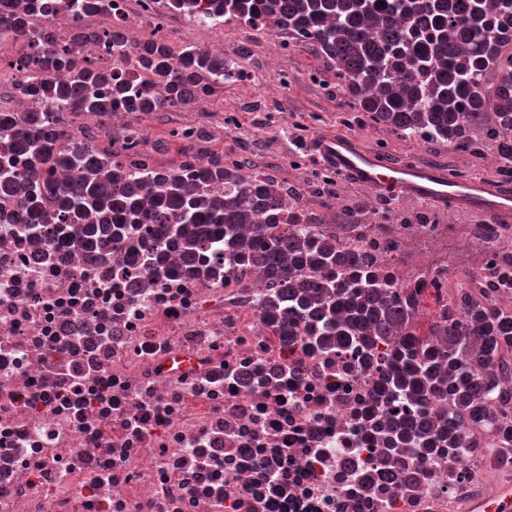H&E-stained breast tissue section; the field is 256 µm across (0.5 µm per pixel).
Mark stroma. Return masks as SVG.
Listing matches in <instances>:
<instances>
[{
  "label": "stroma",
  "instance_id": "35a3bbf8",
  "mask_svg": "<svg viewBox=\"0 0 512 512\" xmlns=\"http://www.w3.org/2000/svg\"><path fill=\"white\" fill-rule=\"evenodd\" d=\"M224 55L241 62L252 76L225 81L206 106L189 109L188 118L200 124L196 152L229 151L239 159L263 164L279 182L300 191L311 210L325 220H333L340 207L337 193L355 199L367 194L366 189L345 179L335 188L318 185L290 165V156L304 154L306 143L326 132L353 137L367 147L375 140H384L387 155L395 160H419L459 175L512 182L511 171L494 166L492 150L461 153L432 140H405L372 125L363 113L347 106L334 70L316 46L298 45L284 58L275 37L257 35L250 28L233 24L224 34ZM282 68L289 75L284 86L278 80ZM227 111L237 112V128L215 136L209 123ZM176 118L171 111L137 116L141 128L159 147L161 162L167 168L178 167L183 159L182 148L167 139Z\"/></svg>",
  "mask_w": 512,
  "mask_h": 512
}]
</instances>
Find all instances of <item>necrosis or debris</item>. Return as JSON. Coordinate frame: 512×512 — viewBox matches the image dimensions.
I'll list each match as a JSON object with an SVG mask.
<instances>
[{
  "mask_svg": "<svg viewBox=\"0 0 512 512\" xmlns=\"http://www.w3.org/2000/svg\"><path fill=\"white\" fill-rule=\"evenodd\" d=\"M190 2L185 46L223 52L215 0ZM0 18V174L24 171L13 130L33 112L126 174H165L126 103L101 116L35 92L45 34L107 74L139 68L113 33L173 46L161 0H0ZM31 196L0 190V512H489L512 486L511 346L474 366L492 382L468 409L423 402L429 434L455 438L428 452L375 363L472 304L512 309L511 224L350 225L341 247L386 268L417 239L479 247L466 285L445 263L397 271L416 319L365 350L270 310L268 268L220 249L187 267L162 224L92 249Z\"/></svg>",
  "mask_w": 512,
  "mask_h": 512,
  "instance_id": "4bbe7bcc",
  "label": "necrosis or debris"
}]
</instances>
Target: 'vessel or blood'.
I'll return each instance as SVG.
<instances>
[{"instance_id": "b4317fda", "label": "vessel or blood", "mask_w": 512, "mask_h": 512, "mask_svg": "<svg viewBox=\"0 0 512 512\" xmlns=\"http://www.w3.org/2000/svg\"><path fill=\"white\" fill-rule=\"evenodd\" d=\"M321 164L381 197L398 196L439 210L499 221L512 220V185L483 178H458L443 167L395 162L354 138L330 134L311 146Z\"/></svg>"}]
</instances>
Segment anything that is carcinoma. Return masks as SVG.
Instances as JSON below:
<instances>
[{"label":"carcinoma","instance_id":"obj_1","mask_svg":"<svg viewBox=\"0 0 512 512\" xmlns=\"http://www.w3.org/2000/svg\"><path fill=\"white\" fill-rule=\"evenodd\" d=\"M222 9L226 17L253 26L268 21L318 45L334 63L336 77L345 81L349 102L369 121L403 138L443 141L459 152L483 144L502 146V163L512 164V57H506V43H512V0H495L492 7L488 0H222ZM136 53L149 78L138 93L130 91L137 75L110 76L112 97L126 100L136 112L187 106L195 91L209 93L230 77L227 59L196 49L175 56L150 40ZM40 65L47 72L41 91L104 113L107 102L83 97L86 85L103 79L98 71L74 70L64 47L48 51ZM45 127L43 116L32 114L17 143L31 171L106 164L121 178L111 152L84 153L76 144L68 152ZM163 182L166 189L152 198L146 214L140 183L116 193L86 178L55 187L52 194L91 245L110 234L125 235L131 221L136 227L165 224L191 263L222 232L224 248L231 249L237 262H259L275 270L285 291L289 269L311 274L314 280L303 283L304 291L285 294L282 301L295 317L312 318L323 335L342 343L367 329L360 340L368 347L391 327L413 322V304L387 299L391 280L362 264L356 252L298 227L321 223L314 212L279 223L280 202L269 183L253 178L242 165L226 169L223 158L200 155L198 163L167 172ZM207 182L224 184V201L194 193V186ZM243 211L250 214L254 236L276 238L275 250L260 254L251 240L238 235ZM371 222L349 209L336 217L339 230L344 224ZM317 288L322 303L312 308L310 294ZM470 313L484 343L481 356L469 354L471 329L451 323L445 329L448 345H405L387 355V364L397 367L389 379L391 391L430 396L446 383L448 393L465 408L486 391L487 382L471 375V362L490 359L501 343L512 345V311L475 304Z\"/></svg>","mask_w":512,"mask_h":512}]
</instances>
